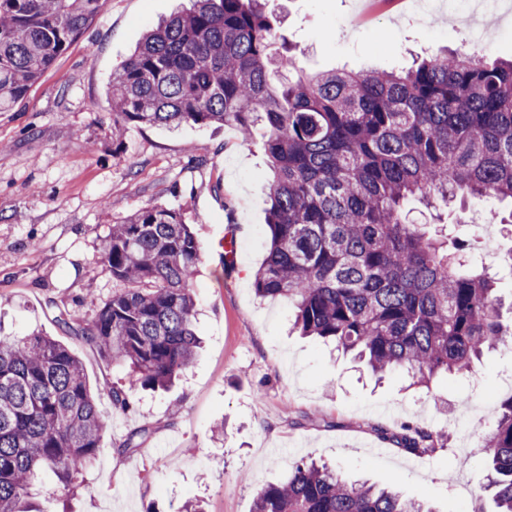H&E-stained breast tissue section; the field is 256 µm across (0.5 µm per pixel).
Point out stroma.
<instances>
[{
  "instance_id": "stroma-1",
  "label": "stroma",
  "mask_w": 512,
  "mask_h": 512,
  "mask_svg": "<svg viewBox=\"0 0 512 512\" xmlns=\"http://www.w3.org/2000/svg\"><path fill=\"white\" fill-rule=\"evenodd\" d=\"M485 11L487 51L512 57V0ZM414 0H268L277 43L297 46L306 75L401 68L413 56L468 43L447 9L412 23ZM190 0H103L87 31L13 109L0 112V336L40 330L82 362L106 421L100 447L75 491L40 475L32 512H254L256 493L286 480L302 460H322L349 483L395 487L430 512H496L481 448L501 400L512 396V353L485 352L462 376L414 389L406 373L376 378L333 346L300 335L286 302L260 299L254 275L266 255L269 159L236 128L112 132L113 67L147 30ZM149 204L180 211L202 250L194 278L203 346L167 393L139 391L131 409L112 404L123 369L103 361L58 319L89 321L117 288L103 258L112 224ZM512 202L467 199L417 207L413 219L475 248L512 319V232L492 220ZM237 244L233 263L220 247ZM220 435H212L216 423ZM408 426L444 429L445 448L417 455L391 441ZM148 428L139 448L128 434ZM467 479L475 496L457 494Z\"/></svg>"
}]
</instances>
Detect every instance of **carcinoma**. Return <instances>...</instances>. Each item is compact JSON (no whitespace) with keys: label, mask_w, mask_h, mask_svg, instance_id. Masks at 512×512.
<instances>
[{"label":"carcinoma","mask_w":512,"mask_h":512,"mask_svg":"<svg viewBox=\"0 0 512 512\" xmlns=\"http://www.w3.org/2000/svg\"><path fill=\"white\" fill-rule=\"evenodd\" d=\"M100 5L0 0V111L25 98ZM271 39L265 0H193L112 71V130L263 131L274 176L269 248L254 287L288 301L302 335L425 387L486 350H512L493 278L464 268L447 241L404 214L415 199L512 201V59L455 50L399 72L331 70L274 89L269 71H295V56L271 53ZM102 252L122 288L91 321L62 314L59 323L142 388L165 391L201 343L200 244L179 211L150 205L112 225ZM132 392L112 387V404L129 409ZM104 427L83 365L62 343L40 333L0 339V512H28L43 469L74 489ZM447 441L441 430L416 428L397 443L432 454ZM482 448L499 512H512V396L496 407ZM254 512L423 510L302 462L260 490Z\"/></svg>","instance_id":"carcinoma-1"}]
</instances>
